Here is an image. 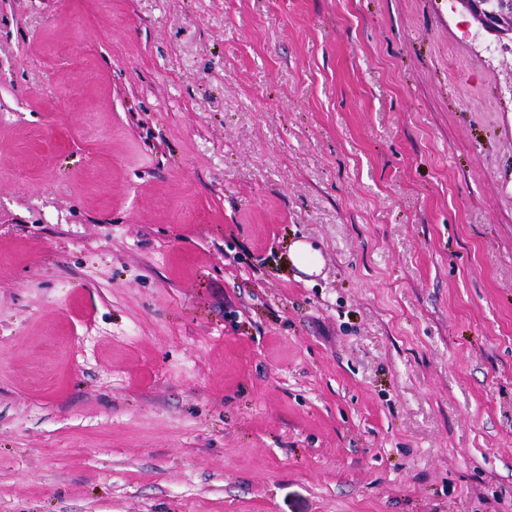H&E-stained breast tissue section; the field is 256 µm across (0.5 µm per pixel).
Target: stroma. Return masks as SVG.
<instances>
[{
  "label": "stroma",
  "instance_id": "obj_1",
  "mask_svg": "<svg viewBox=\"0 0 512 512\" xmlns=\"http://www.w3.org/2000/svg\"><path fill=\"white\" fill-rule=\"evenodd\" d=\"M0 512H512V55L0 0Z\"/></svg>",
  "mask_w": 512,
  "mask_h": 512
}]
</instances>
